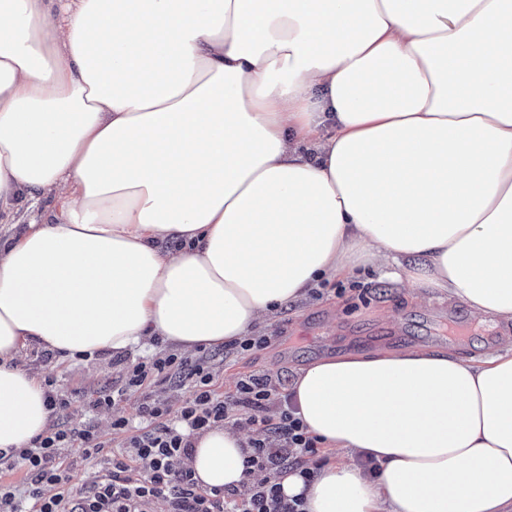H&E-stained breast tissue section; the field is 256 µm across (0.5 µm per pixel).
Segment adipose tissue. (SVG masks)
I'll return each instance as SVG.
<instances>
[{
    "instance_id": "obj_1",
    "label": "adipose tissue",
    "mask_w": 512,
    "mask_h": 512,
    "mask_svg": "<svg viewBox=\"0 0 512 512\" xmlns=\"http://www.w3.org/2000/svg\"><path fill=\"white\" fill-rule=\"evenodd\" d=\"M33 190L61 209L0 245L6 453L49 422L32 342L221 345L410 255L510 323L512 0H0V215ZM291 393L336 453L281 477L306 512H512V345L328 355ZM247 441L196 435L199 484L244 489Z\"/></svg>"
}]
</instances>
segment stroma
<instances>
[{
	"mask_svg": "<svg viewBox=\"0 0 512 512\" xmlns=\"http://www.w3.org/2000/svg\"><path fill=\"white\" fill-rule=\"evenodd\" d=\"M422 263L415 256L397 266L365 265L346 277L324 280L319 297L306 294L279 307L267 348L244 354L217 349L213 360L217 392L233 391L239 379L255 372L295 380L302 367L324 354L424 348L477 362L497 344L512 339V324L476 316L466 304L448 300L445 294L432 292L428 305L412 301L405 272ZM167 349V344L155 342L120 357L107 353L82 361L57 356L47 361L42 348L33 345L25 349L23 364L41 378L54 380L68 399L67 408L59 413L60 423L76 431L96 426L105 443L101 457L107 460L123 437L112 431L113 413L90 410L84 392L111 388L126 366Z\"/></svg>",
	"mask_w": 512,
	"mask_h": 512,
	"instance_id": "35a3bbf8",
	"label": "stroma"
}]
</instances>
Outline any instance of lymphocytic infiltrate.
Returning a JSON list of instances; mask_svg holds the SVG:
<instances>
[{
    "mask_svg": "<svg viewBox=\"0 0 512 512\" xmlns=\"http://www.w3.org/2000/svg\"><path fill=\"white\" fill-rule=\"evenodd\" d=\"M172 381L191 388L176 409L156 392ZM131 390L144 393L138 408L143 425L134 432L127 418L113 415L112 431L124 435V449L82 496L65 487L59 451L76 442L83 460L92 461L104 444L94 426L75 431L56 422L19 451L29 480L19 493L0 487V512H152L158 499L166 501L167 512H304L303 497L285 498L278 478L289 472L312 482L324 460L318 438L297 417L285 383L251 374L236 383L234 392L218 394L209 352L202 347L192 359L168 352L128 366L119 387L88 392V405L113 407ZM223 423L253 432L244 459L253 484L245 495L231 487L202 488L186 465L193 437ZM48 485L53 495H45Z\"/></svg>",
    "mask_w": 512,
    "mask_h": 512,
    "instance_id": "obj_1",
    "label": "lymphocytic infiltrate"
}]
</instances>
